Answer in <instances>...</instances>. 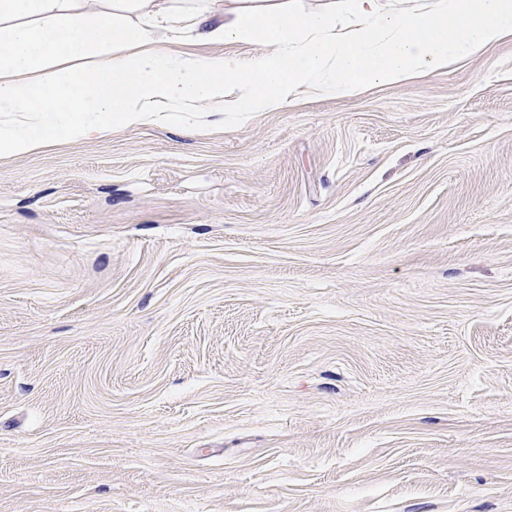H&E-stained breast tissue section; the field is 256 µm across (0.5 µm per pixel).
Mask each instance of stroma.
<instances>
[{"mask_svg": "<svg viewBox=\"0 0 512 512\" xmlns=\"http://www.w3.org/2000/svg\"><path fill=\"white\" fill-rule=\"evenodd\" d=\"M207 120L0 156V512H512V39Z\"/></svg>", "mask_w": 512, "mask_h": 512, "instance_id": "1", "label": "stroma"}]
</instances>
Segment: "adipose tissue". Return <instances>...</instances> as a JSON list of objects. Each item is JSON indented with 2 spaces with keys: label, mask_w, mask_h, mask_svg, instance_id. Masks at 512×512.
Listing matches in <instances>:
<instances>
[{
  "label": "adipose tissue",
  "mask_w": 512,
  "mask_h": 512,
  "mask_svg": "<svg viewBox=\"0 0 512 512\" xmlns=\"http://www.w3.org/2000/svg\"><path fill=\"white\" fill-rule=\"evenodd\" d=\"M174 2L112 0L103 18L87 12L88 0H0V112L80 116L63 129L46 122L1 126L0 154H29L63 134L88 137L207 103L264 112L304 88L351 97L370 85L447 71L512 35V0H438L418 14L349 0L354 19L345 25L335 9L302 14L285 0H241L222 16L180 12ZM132 12L138 22H129ZM180 24L204 42L261 35L272 50L244 63L225 55L176 56L156 46L157 28ZM62 59L79 65L56 68Z\"/></svg>",
  "instance_id": "obj_1"
}]
</instances>
